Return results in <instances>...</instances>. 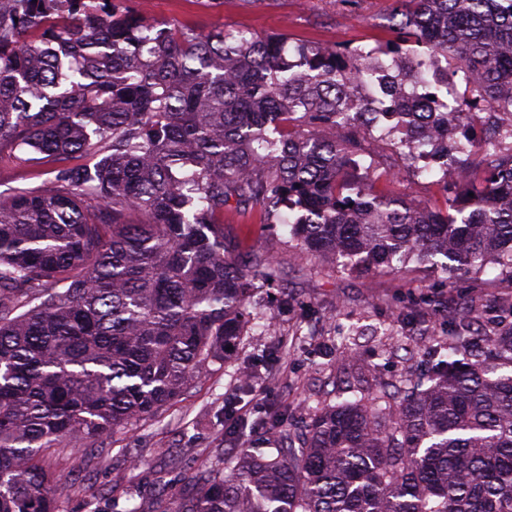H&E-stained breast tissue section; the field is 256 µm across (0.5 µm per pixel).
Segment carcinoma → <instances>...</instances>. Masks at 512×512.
<instances>
[{
	"mask_svg": "<svg viewBox=\"0 0 512 512\" xmlns=\"http://www.w3.org/2000/svg\"><path fill=\"white\" fill-rule=\"evenodd\" d=\"M124 2L0 0V155L53 174L0 196V512H64L47 449L105 448L240 344L277 263L228 211L288 209L301 252L358 277L512 279V153L428 150L450 85L473 81L450 103L464 120L512 113V0H395L396 39L368 50L202 36ZM360 131L428 174L477 155L470 195L376 194ZM478 306L447 300L425 375L300 428L259 413L260 445L217 452L174 512H512V327L469 333Z\"/></svg>",
	"mask_w": 512,
	"mask_h": 512,
	"instance_id": "cac0c4a2",
	"label": "carcinoma"
}]
</instances>
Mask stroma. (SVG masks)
Wrapping results in <instances>:
<instances>
[{
  "label": "stroma",
  "mask_w": 512,
  "mask_h": 512,
  "mask_svg": "<svg viewBox=\"0 0 512 512\" xmlns=\"http://www.w3.org/2000/svg\"><path fill=\"white\" fill-rule=\"evenodd\" d=\"M128 5L150 22L185 23L202 32L221 24L229 31L284 33L294 43L352 47L395 37L390 28L394 0H128ZM361 147L377 170L392 172L390 182L381 186L391 197L441 207L447 196L467 191L455 171L472 167L470 157L449 161L443 184L408 166L388 142L368 136ZM225 221L244 249L276 258L278 283L263 307L273 327L253 330L223 370L203 373L173 405L115 434L107 448L56 449L52 467L73 480L66 512H86L93 494L103 503L122 505L131 496L139 501L159 497L172 510L217 450L235 452L249 440L251 432L239 428V418H255L267 407L304 413L317 396L331 399L404 376L412 360L404 350L382 346L379 330L403 329L411 317L418 342L446 335L448 318L440 305L446 295L459 301L479 298L484 325L512 321V280L496 272L480 285L460 272L363 279L301 253L289 225L263 228L253 213H230ZM342 348L348 349L349 361L338 359ZM245 367L251 388L236 399L230 381Z\"/></svg>",
  "instance_id": "stroma-1"
}]
</instances>
